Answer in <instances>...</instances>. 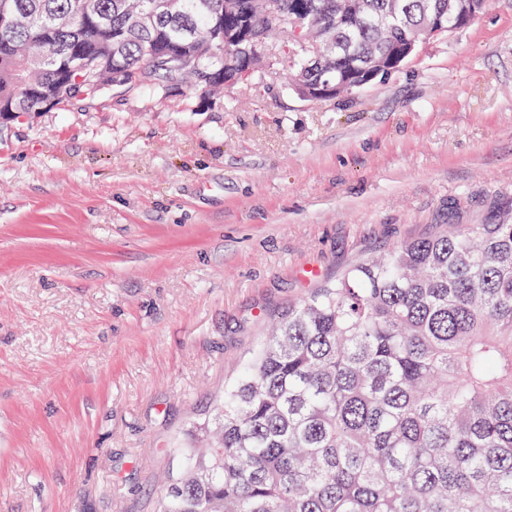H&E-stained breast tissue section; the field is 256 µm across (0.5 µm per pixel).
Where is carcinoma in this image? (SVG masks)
Wrapping results in <instances>:
<instances>
[{"label":"carcinoma","mask_w":512,"mask_h":512,"mask_svg":"<svg viewBox=\"0 0 512 512\" xmlns=\"http://www.w3.org/2000/svg\"><path fill=\"white\" fill-rule=\"evenodd\" d=\"M0 0V112L20 121L68 75L66 52L93 60L99 92L119 67L130 90L207 94L241 78L224 33H271L299 18L346 47L339 79L400 51L437 0H267L222 19L224 0ZM318 74L295 66L298 91ZM182 461L155 512H512V222L450 224L350 265L288 306L211 419L174 449Z\"/></svg>","instance_id":"carcinoma-1"}]
</instances>
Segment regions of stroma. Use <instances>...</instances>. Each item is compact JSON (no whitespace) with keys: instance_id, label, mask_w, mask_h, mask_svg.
I'll use <instances>...</instances> for the list:
<instances>
[{"instance_id":"1","label":"stroma","mask_w":512,"mask_h":512,"mask_svg":"<svg viewBox=\"0 0 512 512\" xmlns=\"http://www.w3.org/2000/svg\"><path fill=\"white\" fill-rule=\"evenodd\" d=\"M512 221V0L384 82L282 69L77 97L0 129V512H154L169 450L309 286ZM293 68H295V73L289 77V80L292 89L297 94L298 90L304 88L305 85L312 83L300 96L306 101L333 99L337 96H341L342 93H345L346 96H350L364 87L371 85L370 81L372 83L381 82L388 77L383 72L370 77L366 68L360 66L346 81L343 83H336L328 78L323 80L321 78L318 79V74L316 72L305 70L301 64L296 65Z\"/></svg>"}]
</instances>
